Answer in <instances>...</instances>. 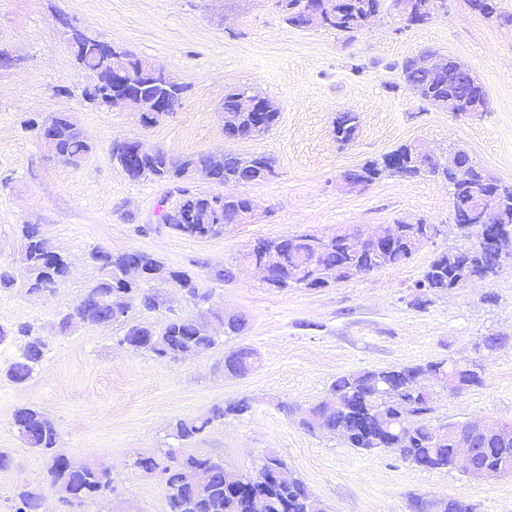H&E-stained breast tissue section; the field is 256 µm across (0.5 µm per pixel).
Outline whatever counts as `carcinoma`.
<instances>
[{
    "label": "carcinoma",
    "mask_w": 512,
    "mask_h": 512,
    "mask_svg": "<svg viewBox=\"0 0 512 512\" xmlns=\"http://www.w3.org/2000/svg\"><path fill=\"white\" fill-rule=\"evenodd\" d=\"M322 18H308L309 5L305 0H277L285 21L297 28L317 27L337 32L355 33L368 28L381 14L383 0H320ZM447 0H391L394 11L404 10L409 25L425 23L446 7ZM69 44L77 63L94 76L117 64L125 72L124 82L112 84L106 94L111 107H122L131 88L143 98L158 95L168 97L170 112L177 111L185 97L186 88L166 69L128 50L120 49L117 56L105 51L97 39L71 33ZM432 51H420L407 57L401 66L403 82L420 100L441 110L448 109V97L458 101L455 114H477L486 110V99L476 91L460 85L452 65L433 64ZM220 110L224 126L236 139H248L267 133L277 123L280 110L270 98L246 89H234L224 95ZM48 151L60 162L79 166L93 146L82 131L62 112L33 122ZM358 130V116L341 112L333 122L336 142H350ZM131 145L122 139L110 144L112 161L126 169V157ZM396 156L405 160L399 171L411 178L433 173L437 164L424 163L414 157L410 143L366 162L343 177L351 185H369L387 173V159ZM194 173H200L211 183L250 185L274 173V159L267 155L236 153L170 155L164 149L144 154L136 171L128 174L133 181L165 182L175 186L181 200L163 211L162 222L173 231L188 237H215L224 234L231 224H238L253 211L252 200L245 194L226 196L221 193L196 194L179 186ZM452 197V216L456 224L466 228L464 236H473L472 225L480 223L473 210L474 186L464 178L448 182ZM485 191L498 194L507 201V208L494 214L492 223L512 232V185L497 179L485 186ZM26 240L24 261L27 265L31 292L47 289L64 280L69 273L65 256L48 246L45 238L30 225L23 226ZM394 238L383 243L361 238L356 227L339 228L330 234L301 233L277 239H258L242 258L257 266H265L271 275L272 288H326L332 283L350 279L349 270L358 266L371 273L385 267L403 266L425 245L439 236L437 224L394 225ZM102 277L90 287L71 311L57 323L60 334L67 335L78 326L125 325L122 339L133 349L152 353L159 359L175 360L189 356L216 344L220 336L241 333L247 319L240 314L216 316L214 319L173 317L157 327L149 321H127L134 302L153 312L163 305L160 295L143 290L150 282L172 283L185 289L192 300L204 301L193 278L185 271L174 270L152 254L138 250L113 253L97 249L91 254ZM317 263L326 275L322 283L312 279V263ZM498 265L496 259L468 251L466 246H449L438 251L423 270L416 287L423 293L416 296L414 305L428 302L426 294L443 293L474 279L484 267ZM25 337L20 356L9 366L7 375L17 383L26 381L41 361L45 343L31 334V327L19 328ZM257 362L256 353L246 347L224 355V368L236 375H246ZM482 365L458 367L449 360L425 365L364 370L343 375L332 383L338 403L322 401L309 408L302 424L313 428L318 421L350 448L371 452L391 451L404 461L427 471L450 470L448 434L458 428L451 421L435 425L431 420L433 408L429 395L420 383L424 375L443 379L453 375L463 387L481 383ZM251 404L244 398L223 409L217 407L204 419H180L174 436L189 442L217 419L242 415ZM14 426L22 440L31 448L51 455L48 469L50 485L62 501L80 505L98 499L109 489L106 470L93 463L74 464L56 452L57 434L54 427L35 407H22L15 412ZM477 464L491 471L512 474V429L473 432L470 434ZM134 465L144 472H157L165 483L168 512H312L315 499L306 484L298 477L285 484L264 483L248 493H236L226 484L233 473L225 470L220 458L193 452L171 455L161 462L152 456H139ZM194 477L203 493H194L188 477ZM44 497L34 487L18 489L13 498V512H43Z\"/></svg>",
    "instance_id": "carcinoma-1"
}]
</instances>
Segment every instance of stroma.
<instances>
[{
	"mask_svg": "<svg viewBox=\"0 0 512 512\" xmlns=\"http://www.w3.org/2000/svg\"><path fill=\"white\" fill-rule=\"evenodd\" d=\"M74 27L113 41L164 66L188 91L182 107L144 126L128 108L87 104L89 78L65 35ZM431 48L461 62L488 91L486 112L456 115L432 108L403 85L399 63ZM0 264L14 288L0 290V327L31 324L45 354L31 378L16 383L5 371L20 341L0 343V512H10L17 487L45 489V512H109L110 500L70 507L48 486L47 456L28 448L14 423L22 407L39 408L58 433V451L74 462L107 468L111 498L130 512H168L158 476L134 467L140 456L179 452L173 424L249 398L251 410L214 422L192 448L223 459L228 471L255 474L265 457L280 458L301 478L325 512H413L421 498H458L472 512H512V475L484 480L459 470L427 471L386 452H359L333 435L303 428L301 411L324 399L336 377L364 369L452 359L482 364V382L451 394L427 380L434 423L476 417L512 422V264L497 276L430 295L415 307V282L434 254L462 245L446 180L384 176L368 187L341 191L340 176L406 142L437 155L461 148L483 169L512 185V22L489 20L468 0L408 27L383 11L368 29L340 33L288 25L276 0H0ZM246 88L274 99L275 126L260 136L224 135V94ZM68 113L94 145L80 166L47 152L29 122ZM355 112L357 137L339 145L333 121ZM137 138L175 156L199 152L266 154L275 173L244 189L216 188L197 177L194 193L243 191L254 220L223 235H180L161 220L180 196L169 184L129 181L113 163L111 140ZM424 221L440 227L434 242L403 266L386 267L326 288L278 289L240 263L255 240L325 232L341 225ZM37 225L70 263L54 288L27 292L22 227ZM141 250L189 272L209 299L195 303L167 289L169 306L128 318L162 323L169 315L240 313L246 330L212 348L173 361L122 345L123 327L82 326L59 335L56 323L100 277L95 248ZM229 268L228 282L214 279ZM495 294L496 303L484 302ZM504 337L492 355L476 351L482 337ZM247 346L257 363L247 375L224 372V354Z\"/></svg>",
	"mask_w": 512,
	"mask_h": 512,
	"instance_id": "stroma-1",
	"label": "stroma"
}]
</instances>
